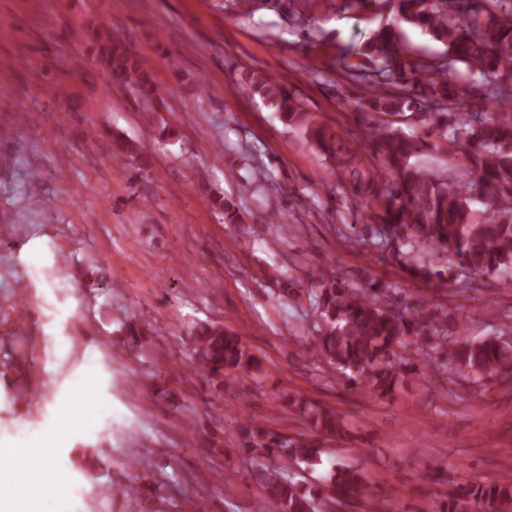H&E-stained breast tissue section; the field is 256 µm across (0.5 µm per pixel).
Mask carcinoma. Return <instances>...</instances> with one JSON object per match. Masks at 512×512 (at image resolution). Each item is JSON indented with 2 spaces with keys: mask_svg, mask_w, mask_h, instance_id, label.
<instances>
[{
  "mask_svg": "<svg viewBox=\"0 0 512 512\" xmlns=\"http://www.w3.org/2000/svg\"><path fill=\"white\" fill-rule=\"evenodd\" d=\"M251 15L263 6L286 13L303 25L327 14H361L379 20L370 37L344 49L336 61L343 76L369 88L362 105L375 114L365 141L356 140L308 111L286 82L255 70L240 82L296 128L328 161L331 174L348 193L358 223L378 258L400 269L411 282L470 286L497 276L512 286V0H232ZM418 28L444 49L431 55L411 50L400 25ZM91 38L100 63L142 96L154 92L149 72L120 41ZM418 119L425 135L399 124ZM116 156L149 162L140 143L113 138ZM441 150L464 161L465 170L440 173L420 164L422 155ZM478 191L483 208L472 206ZM209 206L224 212V223L240 221L237 203L222 194L203 193ZM278 295L307 294L315 314L312 352L352 386L374 395L390 394L402 368L418 370L413 354L441 351L435 370H456L475 382L512 379V339L500 329L479 339L457 340L448 314L392 303L394 285H352L334 271H322L308 286L278 272L270 274ZM192 364L220 389L224 379L260 365L243 336L219 322H196L189 330ZM300 413L320 433L344 439L346 422L333 410L295 399ZM242 447L257 458L292 459L311 468L321 449L306 439L241 425ZM261 499L273 512H319L322 489L283 475L261 474ZM327 485L340 506L365 497L360 471L341 465ZM512 503V481L458 484L437 512H477L483 506Z\"/></svg>",
  "mask_w": 512,
  "mask_h": 512,
  "instance_id": "carcinoma-1",
  "label": "carcinoma"
}]
</instances>
